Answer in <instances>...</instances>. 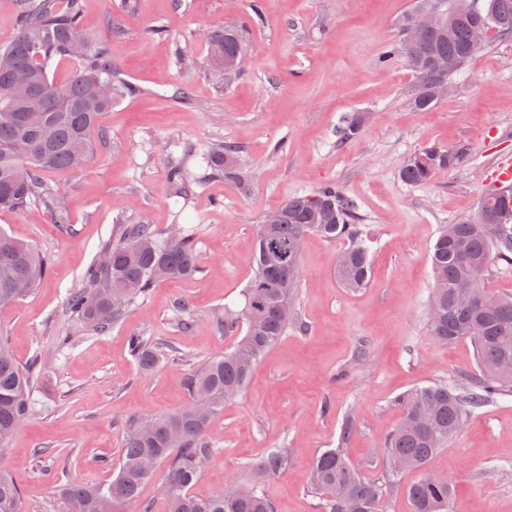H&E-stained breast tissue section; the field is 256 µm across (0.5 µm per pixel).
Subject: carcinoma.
<instances>
[{"mask_svg":"<svg viewBox=\"0 0 512 512\" xmlns=\"http://www.w3.org/2000/svg\"><path fill=\"white\" fill-rule=\"evenodd\" d=\"M483 20L495 36L512 38V0H483ZM82 0H19L17 31L0 46V212H21L42 189L49 170L77 169L90 158L92 133L119 98L139 89L112 76V58L105 42L88 35L81 25ZM475 20L453 16V29L426 35L416 47L404 36L391 43L383 59L404 58L411 69L425 71L413 106L419 111L435 102L431 84L453 82L475 54ZM243 30L226 25L210 35V66L241 68ZM77 65L58 83L51 69L67 61ZM236 148L214 150L210 161L224 179L242 182L243 172L231 162ZM465 151L428 146L408 158L402 180L420 185L440 169H451ZM176 197L187 199L197 184L178 162L170 168ZM479 208L500 219L492 238L486 225L464 220L442 228L430 249L434 282L428 303L430 334L448 343L471 340L478 373L463 388L446 383L413 387L396 398L402 417L382 441L384 459L397 458L402 468L387 469L397 483L408 470L426 467L448 445L468 415L495 396L512 392V294L484 289L483 275L493 261H512V190L487 193ZM281 223L256 233L251 255L253 276L243 292V307L224 308V330L246 325L245 333L224 354L204 361L187 378V399L177 410L151 417L150 431L141 433V417L127 423L124 448L115 475L104 484H65L60 512H104V500L131 512H151L142 490L151 478L144 460L154 456L168 468L167 512H277L273 499L258 483L249 493L235 496L221 490L199 497L193 487L204 463L213 454L204 433L224 402L246 387L254 367L288 330L299 326L297 294L302 245L310 234L342 239L348 247L339 255L336 278L345 288H363L370 281L372 257L357 224L355 206L337 187L296 196L278 207ZM102 252L109 265L95 263L85 285L70 292L66 309L90 331L102 334L119 323L126 307L145 295L160 279L193 276L199 258L190 235L158 237L149 224H131L116 243ZM47 264L33 245L0 229V305L18 300L9 285L24 283L33 293ZM131 351L144 370L166 357L162 347L143 336L131 338ZM38 373L32 363L22 366L0 339V450L18 432L15 421L31 414V389ZM288 467V453L264 458L258 471L275 475ZM312 484L322 499L323 512H383L386 486L366 480L340 447L322 452L312 466ZM411 512H452L453 490L448 479L427 475L406 488ZM21 490L0 471V512H21Z\"/></svg>","mask_w":512,"mask_h":512,"instance_id":"1","label":"carcinoma"}]
</instances>
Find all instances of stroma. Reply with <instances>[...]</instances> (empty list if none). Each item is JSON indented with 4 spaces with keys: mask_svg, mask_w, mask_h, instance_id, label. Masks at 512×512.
<instances>
[{
    "mask_svg": "<svg viewBox=\"0 0 512 512\" xmlns=\"http://www.w3.org/2000/svg\"><path fill=\"white\" fill-rule=\"evenodd\" d=\"M413 0H83V26L104 40L117 78L138 87L118 100L93 134L79 171L44 177L46 196L0 228L33 244L48 265L36 291L0 306V337L23 365L41 371L26 425L0 451L18 482L22 512H56L62 484L112 477L99 458L119 460L125 425L164 415L186 397L188 375L235 338L215 326L250 281L256 231L289 197L333 184L350 197L372 251L366 288L336 280L342 240L308 236L300 262L301 328L288 332L254 369L244 392L210 423L215 448L193 491L260 481L277 512H322L311 467L345 448L367 480L386 466L381 441L400 419L396 397L431 383L465 386L477 371L473 344L436 341L427 309L428 254L441 228L470 218L493 186L500 157H512V39L489 38L456 77L448 97L419 111L404 59L381 61ZM241 25L251 53L217 81L209 66L213 30ZM188 89L190 101L175 96ZM357 135L343 139L352 118ZM233 144L245 184L208 172L213 147ZM192 146L182 156V146ZM435 145L466 148L462 163L412 186L399 177L409 156ZM184 158L202 184L177 203L168 176ZM61 199L57 223L47 196ZM190 233L199 257L191 278L162 281L103 335L66 311L100 248L123 227ZM187 311H180V303ZM163 342L167 362L138 366L130 339ZM284 449L287 469L256 465ZM453 486V512H512V393L471 413L427 465Z\"/></svg>",
    "mask_w": 512,
    "mask_h": 512,
    "instance_id": "obj_1",
    "label": "stroma"
}]
</instances>
